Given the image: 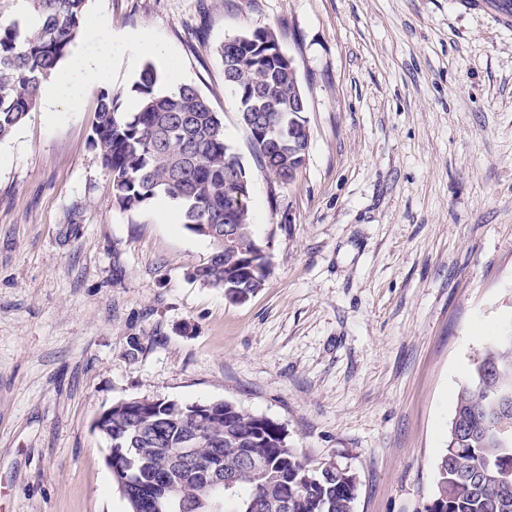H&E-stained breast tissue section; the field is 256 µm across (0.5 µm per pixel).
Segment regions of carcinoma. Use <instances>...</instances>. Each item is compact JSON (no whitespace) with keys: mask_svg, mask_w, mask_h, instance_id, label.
Instances as JSON below:
<instances>
[{"mask_svg":"<svg viewBox=\"0 0 512 512\" xmlns=\"http://www.w3.org/2000/svg\"><path fill=\"white\" fill-rule=\"evenodd\" d=\"M27 2L39 17L33 27L12 12L16 0H0V141L35 111L41 85L84 32L87 0ZM275 43V34L260 28L220 46L219 55L258 161L286 185L288 156L280 146L295 122L288 111L292 84L273 54ZM158 83L154 66L146 65L131 88L132 111L123 109L120 92L98 97L91 143L112 175L113 204L134 211L161 195L176 201L181 222L213 245L192 279L247 300L265 286L269 263L251 231L248 171L206 97L185 83L162 93ZM250 112L264 114L265 125L250 126ZM226 228L237 246L224 245ZM209 406L206 439L190 460L174 449L195 427L197 404L143 396L104 411L115 485L122 484L125 457L135 462L125 496L131 512H353L359 485L350 469L312 463L267 417L228 401ZM453 421L465 434L448 440L439 458L427 512H512V449L495 439L497 426L512 427V331L499 332L485 348L458 393ZM245 457L262 460L261 470L241 473L231 489L207 485L213 465L233 472Z\"/></svg>","mask_w":512,"mask_h":512,"instance_id":"obj_1","label":"carcinoma"}]
</instances>
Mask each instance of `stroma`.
I'll return each instance as SVG.
<instances>
[{
	"label": "stroma",
	"mask_w": 512,
	"mask_h": 512,
	"mask_svg": "<svg viewBox=\"0 0 512 512\" xmlns=\"http://www.w3.org/2000/svg\"><path fill=\"white\" fill-rule=\"evenodd\" d=\"M145 29L224 115L265 287L200 286L175 202L112 204L79 111L0 141V512H129L93 429L145 395L234 402L359 480L355 512H425L456 396L512 321V31L458 0H88ZM272 29L306 99V163L261 168L218 48Z\"/></svg>",
	"instance_id": "1"
}]
</instances>
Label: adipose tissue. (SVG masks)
<instances>
[{
	"label": "adipose tissue",
	"instance_id": "1",
	"mask_svg": "<svg viewBox=\"0 0 512 512\" xmlns=\"http://www.w3.org/2000/svg\"><path fill=\"white\" fill-rule=\"evenodd\" d=\"M87 41L91 46L90 51L74 54L70 64L55 75L46 92L47 105L60 101L70 110H78L87 78H95L104 84L111 83L110 63L113 56H121L132 65L147 53L162 61L168 58L166 47L156 42L148 31L140 30L117 36L104 19L89 22Z\"/></svg>",
	"mask_w": 512,
	"mask_h": 512
}]
</instances>
